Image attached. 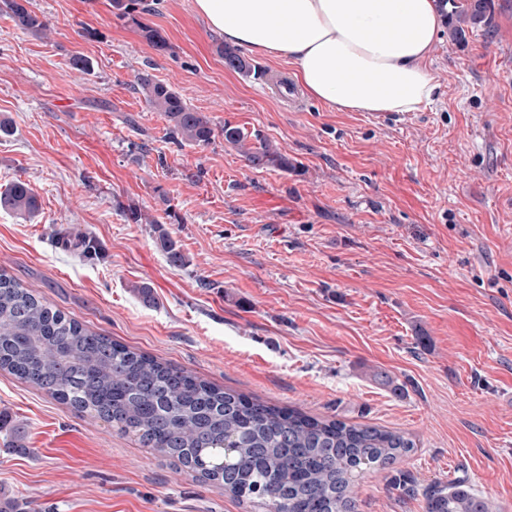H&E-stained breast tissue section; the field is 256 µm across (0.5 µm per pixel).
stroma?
Instances as JSON below:
<instances>
[{
    "mask_svg": "<svg viewBox=\"0 0 512 512\" xmlns=\"http://www.w3.org/2000/svg\"><path fill=\"white\" fill-rule=\"evenodd\" d=\"M32 3L38 35L0 5V192L23 181L40 208L0 211V268L221 387L412 436L403 463L356 478L357 512H425L427 489L458 482L512 512V0H493L491 28L465 43L440 35L430 105L380 119L282 99L286 61L248 54L258 79L227 68L192 0H139L130 20L109 0ZM143 72L209 119V144L169 140ZM227 123L294 170L249 167ZM65 231L99 254L57 245ZM162 231L185 266L157 248ZM0 413L22 427L0 431V499L24 512H251L4 371Z\"/></svg>",
    "mask_w": 512,
    "mask_h": 512,
    "instance_id": "stroma-1",
    "label": "stroma"
}]
</instances>
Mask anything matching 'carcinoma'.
<instances>
[{"mask_svg":"<svg viewBox=\"0 0 512 512\" xmlns=\"http://www.w3.org/2000/svg\"><path fill=\"white\" fill-rule=\"evenodd\" d=\"M448 20H456L452 37L464 38L463 25L489 27L491 0H439ZM23 31L38 34L46 24L32 0H3ZM157 50L169 48L157 29L143 26ZM224 63L249 76L262 72L229 46ZM137 83L147 105L162 113L169 138L208 144L210 121L187 106L180 93L142 73ZM224 141L237 148L255 169L294 168L288 156L267 139L228 123ZM35 193L22 181L0 194V210L33 215ZM85 258L99 252L97 243L77 234L66 240ZM170 264L183 266L186 256L167 233L156 238ZM0 369L131 434L163 457L224 487L236 499L266 512H356L354 478L372 467L400 462L416 448L409 435L376 425L317 418L271 405L216 386L196 374L130 349L93 332L49 303L34 289L0 270ZM426 512H490L471 489L456 483L425 496Z\"/></svg>","mask_w":512,"mask_h":512,"instance_id":"obj_1","label":"carcinoma"}]
</instances>
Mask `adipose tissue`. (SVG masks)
I'll use <instances>...</instances> for the list:
<instances>
[{"mask_svg":"<svg viewBox=\"0 0 512 512\" xmlns=\"http://www.w3.org/2000/svg\"><path fill=\"white\" fill-rule=\"evenodd\" d=\"M193 10L225 43L287 60L331 112H418L440 88L429 68L437 0H193Z\"/></svg>","mask_w":512,"mask_h":512,"instance_id":"adipose-tissue-1","label":"adipose tissue"}]
</instances>
